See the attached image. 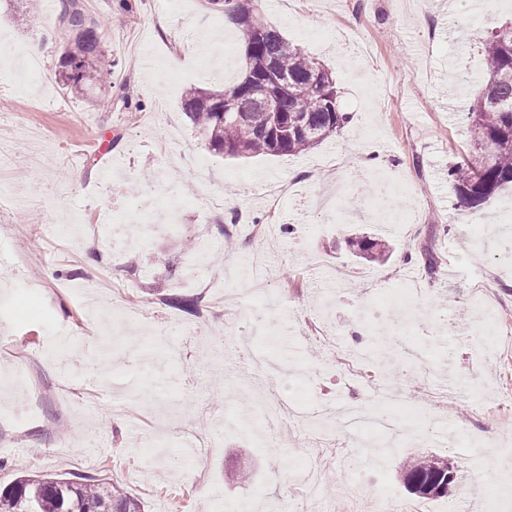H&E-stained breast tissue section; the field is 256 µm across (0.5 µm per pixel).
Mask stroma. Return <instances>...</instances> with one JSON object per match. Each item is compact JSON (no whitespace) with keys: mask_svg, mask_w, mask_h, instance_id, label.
<instances>
[{"mask_svg":"<svg viewBox=\"0 0 512 512\" xmlns=\"http://www.w3.org/2000/svg\"><path fill=\"white\" fill-rule=\"evenodd\" d=\"M101 24L96 94L57 79L66 39L54 16L0 0V365L24 360L27 382L0 378L13 402L38 398L41 420L0 422V487L26 475L120 484L144 512H377L356 483L416 502L401 478L421 453L448 456L458 480L485 465L423 435L430 415L467 438L512 431V191L483 212L458 210L449 167L467 153L465 106L483 86V43L512 23V0H262L266 19L336 75L351 115L305 154L231 158L210 151L181 107L187 88H222L239 33L203 0H83ZM51 42L26 72L32 41ZM177 56L160 75L152 65ZM180 186L175 224L143 221L114 245L75 225H109L144 192ZM274 227L261 237L254 225ZM389 243L383 264L356 258L345 236ZM439 261L426 271V252ZM197 298L187 314L145 293ZM500 314L480 351L479 299ZM181 326L183 355L158 368L161 329ZM421 362L366 361L365 385L341 379L345 351L384 336ZM113 360L110 374L90 358ZM391 383L407 411L367 469L348 466L353 438L309 422L281 429L266 455L250 429L266 401L363 406ZM207 439L210 485L195 489L188 441ZM322 466L316 493L296 477Z\"/></svg>","mask_w":512,"mask_h":512,"instance_id":"35a3bbf8","label":"stroma"}]
</instances>
